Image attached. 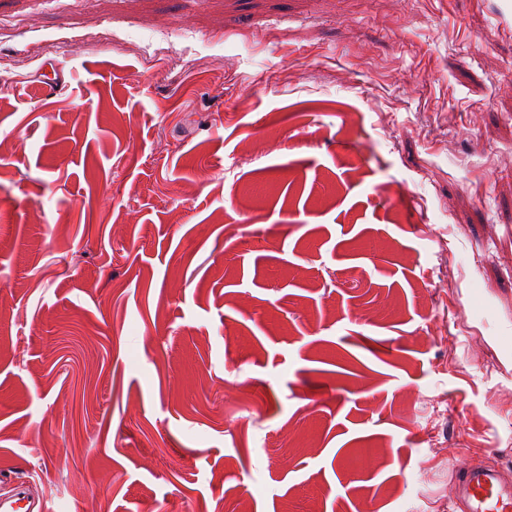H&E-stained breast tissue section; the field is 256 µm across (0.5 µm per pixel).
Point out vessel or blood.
<instances>
[{"label":"vessel or blood","mask_w":512,"mask_h":512,"mask_svg":"<svg viewBox=\"0 0 512 512\" xmlns=\"http://www.w3.org/2000/svg\"><path fill=\"white\" fill-rule=\"evenodd\" d=\"M449 484L467 512H512V487L492 469L466 468L453 476ZM43 500L30 496L24 483H15L0 493V512H45Z\"/></svg>","instance_id":"1"}]
</instances>
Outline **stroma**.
<instances>
[{
    "label": "stroma",
    "mask_w": 512,
    "mask_h": 512,
    "mask_svg": "<svg viewBox=\"0 0 512 512\" xmlns=\"http://www.w3.org/2000/svg\"><path fill=\"white\" fill-rule=\"evenodd\" d=\"M500 10L0 0V485L459 512L512 472ZM449 484L456 498L467 505V512L512 511V487L495 470L465 468Z\"/></svg>",
    "instance_id": "obj_1"
}]
</instances>
